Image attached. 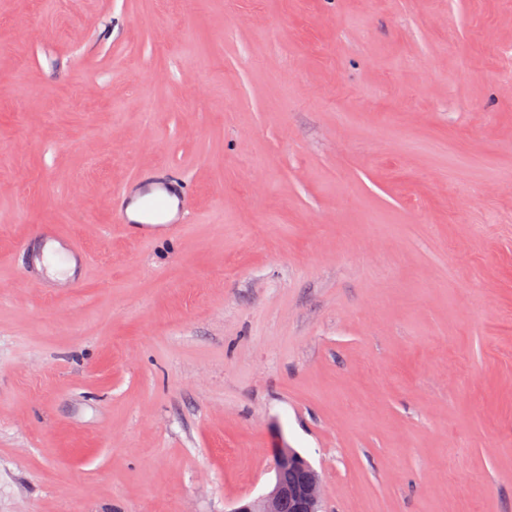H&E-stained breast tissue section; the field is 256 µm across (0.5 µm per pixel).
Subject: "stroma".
Here are the masks:
<instances>
[{
	"instance_id": "obj_1",
	"label": "stroma",
	"mask_w": 512,
	"mask_h": 512,
	"mask_svg": "<svg viewBox=\"0 0 512 512\" xmlns=\"http://www.w3.org/2000/svg\"><path fill=\"white\" fill-rule=\"evenodd\" d=\"M154 175L188 224L120 227ZM280 444L512 512V0H0V512H230Z\"/></svg>"
}]
</instances>
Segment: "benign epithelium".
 <instances>
[{
  "label": "benign epithelium",
  "instance_id": "benign-epithelium-1",
  "mask_svg": "<svg viewBox=\"0 0 512 512\" xmlns=\"http://www.w3.org/2000/svg\"><path fill=\"white\" fill-rule=\"evenodd\" d=\"M271 490L232 512H323L320 480L311 464L292 449H273Z\"/></svg>",
  "mask_w": 512,
  "mask_h": 512
}]
</instances>
